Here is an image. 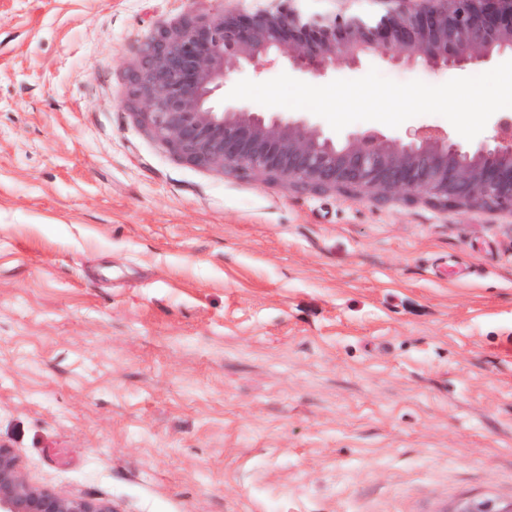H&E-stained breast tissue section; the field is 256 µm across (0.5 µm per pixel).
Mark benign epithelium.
I'll return each instance as SVG.
<instances>
[{
  "mask_svg": "<svg viewBox=\"0 0 512 512\" xmlns=\"http://www.w3.org/2000/svg\"><path fill=\"white\" fill-rule=\"evenodd\" d=\"M300 2L254 14L195 13L150 34L128 76L126 101L138 121L180 159L222 173L373 203L424 200L512 215V113L493 120L489 137L467 143L431 127L338 137L307 116L218 100L242 66L271 54L312 79L372 56L435 71L512 58V0H376L381 10L366 16L310 15ZM0 512L115 510L109 499L31 484L14 451L0 446ZM452 512H512V504L470 499Z\"/></svg>",
  "mask_w": 512,
  "mask_h": 512,
  "instance_id": "obj_1",
  "label": "benign epithelium"
}]
</instances>
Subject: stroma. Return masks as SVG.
<instances>
[{
    "instance_id": "1",
    "label": "stroma",
    "mask_w": 512,
    "mask_h": 512,
    "mask_svg": "<svg viewBox=\"0 0 512 512\" xmlns=\"http://www.w3.org/2000/svg\"><path fill=\"white\" fill-rule=\"evenodd\" d=\"M274 5L0 0V444L116 512L510 504L512 215L198 167L126 103L156 29Z\"/></svg>"
}]
</instances>
